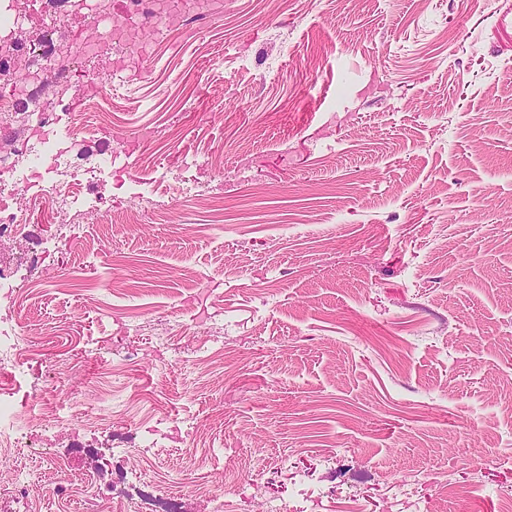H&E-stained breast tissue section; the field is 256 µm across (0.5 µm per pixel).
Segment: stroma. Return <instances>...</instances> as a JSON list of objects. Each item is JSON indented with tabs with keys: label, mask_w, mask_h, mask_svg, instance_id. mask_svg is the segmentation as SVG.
<instances>
[{
	"label": "stroma",
	"mask_w": 512,
	"mask_h": 512,
	"mask_svg": "<svg viewBox=\"0 0 512 512\" xmlns=\"http://www.w3.org/2000/svg\"><path fill=\"white\" fill-rule=\"evenodd\" d=\"M137 47L75 59L60 95L79 165L124 153L95 185L94 252L32 219L0 242L26 333L57 329L25 403L51 389L62 344L75 441L139 449V491L206 483L170 512H500L512 495V0H210ZM119 72L123 85L112 88ZM36 124V84L0 77ZM161 197L124 235L106 215ZM47 242L37 278L20 257ZM167 316V344L131 336ZM224 322L214 359L202 334ZM207 426L195 462L184 419ZM287 456L286 467L275 464ZM472 487L441 499L439 481Z\"/></svg>",
	"instance_id": "35a3bbf8"
}]
</instances>
